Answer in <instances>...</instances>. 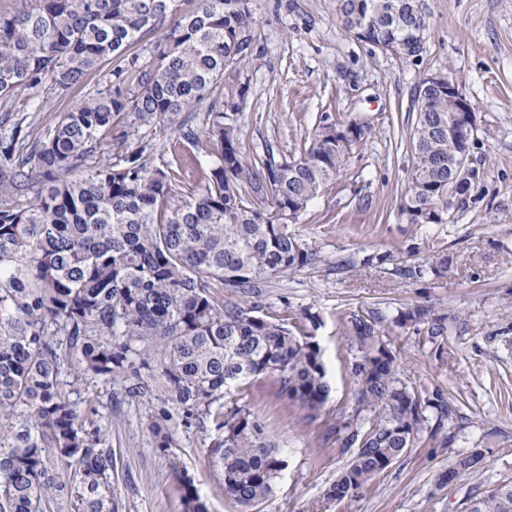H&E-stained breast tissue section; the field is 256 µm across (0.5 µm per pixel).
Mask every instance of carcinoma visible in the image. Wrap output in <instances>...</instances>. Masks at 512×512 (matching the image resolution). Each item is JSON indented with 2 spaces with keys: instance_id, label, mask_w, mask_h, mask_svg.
<instances>
[{
  "instance_id": "cac0c4a2",
  "label": "carcinoma",
  "mask_w": 512,
  "mask_h": 512,
  "mask_svg": "<svg viewBox=\"0 0 512 512\" xmlns=\"http://www.w3.org/2000/svg\"><path fill=\"white\" fill-rule=\"evenodd\" d=\"M180 2L20 0L0 13V97L45 87L66 95L111 65L106 84L45 134L23 118L0 123V512H116L100 385L119 386L132 402L156 401L145 426L168 458L181 512L209 509L172 451L178 429L212 420L208 454L224 496L254 506L272 494L284 461L266 427L224 407L225 395L271 374L312 418L327 399L320 348L260 314V285L317 261L289 225L344 170L364 126L322 115L304 156H244L234 114L245 90L227 101L217 84L226 63L253 55L251 0H199L190 12ZM336 11L357 39L420 56L425 3L336 0ZM430 96L410 136L399 205L408 224H446L469 196L448 184V163L462 150L448 137L458 113L448 90ZM202 102V126L177 124L196 153L157 162L146 143L112 154L119 120L123 143ZM191 166L198 187L186 180ZM454 262L438 253L403 273L423 280ZM384 320L378 310L347 319L354 404L329 435L351 456L325 491L329 501L354 497L420 432L435 435L456 416L442 392L400 377L380 338ZM393 322L431 343L448 333V315L430 305L406 307ZM82 392V403L70 399ZM482 458L478 448L458 456L437 484L476 471ZM470 512H512V483L476 498Z\"/></svg>"
}]
</instances>
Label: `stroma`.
I'll list each match as a JSON object with an SVG mask.
<instances>
[{
  "label": "stroma",
  "instance_id": "obj_1",
  "mask_svg": "<svg viewBox=\"0 0 512 512\" xmlns=\"http://www.w3.org/2000/svg\"><path fill=\"white\" fill-rule=\"evenodd\" d=\"M424 49L417 59L379 50L347 32L336 0H252L258 19L254 56L224 68L225 94L247 86L237 115L247 155L272 146L299 157L322 113L366 123L368 132L348 166L308 207L292 230L319 255L316 263L263 288L268 314L296 321L321 349L330 385L316 418L281 395L272 377L243 383L237 406L263 421L286 463L272 495L242 508L225 498L222 475L208 455L213 423L180 433L177 453L211 512H468L472 497L512 483V0H426ZM452 75L477 115L472 143L480 179L451 224H405L398 205L411 168L414 92L429 74ZM92 72L69 96L43 91L39 126L56 123L84 89L106 82ZM452 252L446 276L418 281L403 266ZM385 262H378V255ZM373 263H366V256ZM430 304L447 313V336L394 326L398 309ZM381 310V338L402 379L440 389L462 415L454 440L421 434L416 447L357 495L341 503L324 493L348 457L326 429L349 412L353 383L346 368L350 313ZM112 427L117 512H180L168 460L153 448L144 421L148 403L98 397ZM484 451L476 472L453 485L435 480L456 456Z\"/></svg>",
  "mask_w": 512,
  "mask_h": 512
}]
</instances>
